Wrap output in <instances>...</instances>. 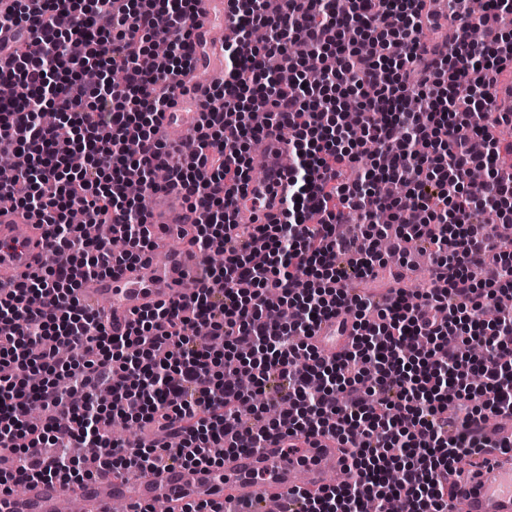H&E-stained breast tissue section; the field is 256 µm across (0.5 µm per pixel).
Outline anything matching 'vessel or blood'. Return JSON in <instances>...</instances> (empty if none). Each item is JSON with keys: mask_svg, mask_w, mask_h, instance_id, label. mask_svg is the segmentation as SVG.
<instances>
[{"mask_svg": "<svg viewBox=\"0 0 512 512\" xmlns=\"http://www.w3.org/2000/svg\"><path fill=\"white\" fill-rule=\"evenodd\" d=\"M223 0H197L196 24L192 39L196 64L214 68L218 60L211 46V27L223 22ZM182 81L188 90L179 109L166 113L161 127L169 135L181 138L197 121V99L203 98L206 84L194 73ZM287 147L274 139L263 144L264 182H249L237 192V221L241 224L258 219L269 221L279 214V200L288 193ZM197 214L184 202L179 189L171 188L156 195L151 221L168 227L170 236H179L185 225L194 223ZM193 247L176 250H153L148 260L127 267L120 274L96 279L82 294L89 301H108L116 311L112 320L116 329H124L133 313L161 301L177 299L195 290V284L183 271L191 263ZM47 254V241L19 212H0V279L18 276L35 266ZM351 324L336 318L324 320L315 330L312 342L327 357L342 352L352 339ZM290 453L282 446L252 451L238 450L224 457L219 468L181 467L157 471L147 477L115 479L109 496H102L96 483L75 486L74 491L89 506L90 512H109L113 502L165 501L172 512H183L193 499L218 502L233 500L257 505L272 496H283L296 487L318 489L325 486L329 470L344 464L342 444L332 436L289 438ZM64 486L39 481L31 483L25 494L0 503V512H59ZM448 512H512V452L491 453L476 478L452 489L448 495Z\"/></svg>", "mask_w": 512, "mask_h": 512, "instance_id": "b4317fda", "label": "vessel or blood"}]
</instances>
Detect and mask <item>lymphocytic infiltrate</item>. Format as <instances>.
<instances>
[{
  "label": "lymphocytic infiltrate",
  "mask_w": 512,
  "mask_h": 512,
  "mask_svg": "<svg viewBox=\"0 0 512 512\" xmlns=\"http://www.w3.org/2000/svg\"><path fill=\"white\" fill-rule=\"evenodd\" d=\"M427 0H226L238 41L224 46L195 149L169 148L158 122L192 68L194 0H0V28L29 26L0 53V153L30 158L0 181L41 224L46 258L0 281V498L15 486L63 485L176 465L219 467L226 453L274 437L330 434L348 446L349 481L296 490L301 512H446L455 464L512 420V164L489 129L491 102L512 68V0L481 18L453 0L456 42L419 49ZM264 44L251 42L254 27ZM172 53L160 59L152 40ZM295 70L278 85L271 57ZM55 123L39 118L43 109ZM286 138L290 191L271 224L235 219L251 176L246 146ZM200 216L198 291L133 314L115 333L84 303L85 281L147 259L149 214L128 193L155 169ZM484 168L483 181L470 172ZM391 250H431L432 285L382 301L351 294L349 274L383 266ZM126 248L117 253L113 238ZM224 254L223 266L210 261ZM496 320H480L486 305ZM284 312L265 318L267 308ZM356 312L350 348L311 344L325 319ZM241 364L256 392L284 385L268 418L220 373ZM480 405H472L473 396ZM39 402L38 424L26 418ZM154 427L149 445L114 439L113 418ZM97 453L70 455L78 444Z\"/></svg>",
  "instance_id": "1"
}]
</instances>
